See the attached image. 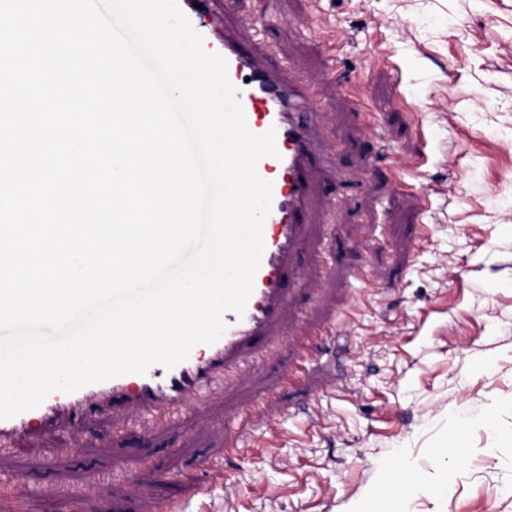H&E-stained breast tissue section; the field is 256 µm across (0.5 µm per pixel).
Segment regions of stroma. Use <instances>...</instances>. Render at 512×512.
I'll return each mask as SVG.
<instances>
[{"instance_id": "obj_1", "label": "stroma", "mask_w": 512, "mask_h": 512, "mask_svg": "<svg viewBox=\"0 0 512 512\" xmlns=\"http://www.w3.org/2000/svg\"><path fill=\"white\" fill-rule=\"evenodd\" d=\"M204 23L317 84L309 121L336 145L284 339L167 427L103 408L17 439L0 512H394L399 484L371 489L400 459L418 479L407 512H512V0H207ZM365 263L380 291L355 279ZM323 323L317 364L281 387ZM114 466L135 486L91 485Z\"/></svg>"}]
</instances>
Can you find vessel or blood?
<instances>
[{
    "label": "vessel or blood",
    "instance_id": "vessel-or-blood-1",
    "mask_svg": "<svg viewBox=\"0 0 512 512\" xmlns=\"http://www.w3.org/2000/svg\"><path fill=\"white\" fill-rule=\"evenodd\" d=\"M203 48L226 58L248 129L258 135L276 133L277 156L257 163L259 176L272 185V208L264 223V252L244 313H226L222 337L212 344L195 345L188 358L173 368L154 365L143 375L126 374L70 393L55 391L38 407L0 419L1 447L15 437L43 432L64 415L97 405H111L116 412L136 410L154 422H167L218 377L263 359L262 341L288 306L285 281L300 237L315 162L310 128L299 116L315 111L319 93L289 81L287 73L269 71L232 37H225L218 46L204 42Z\"/></svg>",
    "mask_w": 512,
    "mask_h": 512
}]
</instances>
